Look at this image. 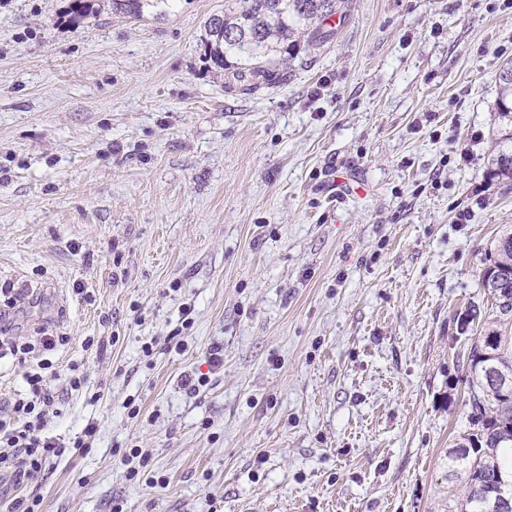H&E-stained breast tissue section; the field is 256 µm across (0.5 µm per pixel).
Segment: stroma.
Masks as SVG:
<instances>
[{
    "mask_svg": "<svg viewBox=\"0 0 512 512\" xmlns=\"http://www.w3.org/2000/svg\"><path fill=\"white\" fill-rule=\"evenodd\" d=\"M350 2L252 96L203 58L224 0H0V310L85 378L47 436L97 426L33 479L40 512H448L459 316L512 224L489 164L512 6ZM170 0H112V9L129 17L141 18L145 13L162 16Z\"/></svg>",
    "mask_w": 512,
    "mask_h": 512,
    "instance_id": "1",
    "label": "stroma"
}]
</instances>
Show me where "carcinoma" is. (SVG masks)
<instances>
[{"mask_svg": "<svg viewBox=\"0 0 512 512\" xmlns=\"http://www.w3.org/2000/svg\"><path fill=\"white\" fill-rule=\"evenodd\" d=\"M169 0H112V9L129 17L160 16ZM347 0H224V13L207 24L204 59L224 71L228 87L250 95L287 80L286 63L302 47L332 41L326 27ZM224 32V42L213 34ZM496 107L501 121L493 174L512 186V60L497 77ZM481 286L492 299L485 319L480 306L465 313L475 332L467 360L469 423L472 431L448 450V479L462 484L457 512H512L501 502L500 487L512 481V228L502 231L488 252Z\"/></svg>", "mask_w": 512, "mask_h": 512, "instance_id": "1", "label": "carcinoma"}]
</instances>
